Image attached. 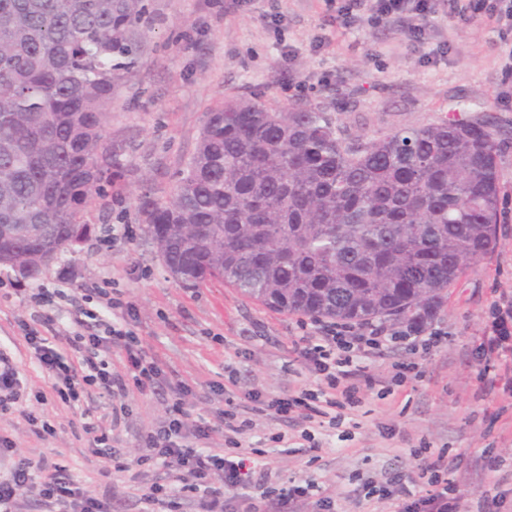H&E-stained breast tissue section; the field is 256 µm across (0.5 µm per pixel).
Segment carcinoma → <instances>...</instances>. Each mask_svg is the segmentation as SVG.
Returning <instances> with one entry per match:
<instances>
[{
  "mask_svg": "<svg viewBox=\"0 0 512 512\" xmlns=\"http://www.w3.org/2000/svg\"><path fill=\"white\" fill-rule=\"evenodd\" d=\"M142 0H0V224L50 238L112 193L104 118L134 67ZM497 130L461 115L350 136L317 107L257 98L206 113L196 148L139 211L185 287L217 279L266 307L338 323L421 322L498 245ZM25 236L0 241L23 263Z\"/></svg>",
  "mask_w": 512,
  "mask_h": 512,
  "instance_id": "obj_1",
  "label": "carcinoma"
}]
</instances>
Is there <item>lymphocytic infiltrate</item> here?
I'll return each instance as SVG.
<instances>
[{
	"label": "lymphocytic infiltrate",
	"mask_w": 512,
	"mask_h": 512,
	"mask_svg": "<svg viewBox=\"0 0 512 512\" xmlns=\"http://www.w3.org/2000/svg\"><path fill=\"white\" fill-rule=\"evenodd\" d=\"M433 12L431 0H341L337 17L346 28L354 24L393 27L419 41ZM477 13L512 29V0H448V17L465 21ZM94 294L100 301L99 311L74 317L70 327L62 331L73 360H65L34 324L18 323L53 390L60 397L74 399L84 387L95 385L116 398L124 396L130 378L142 386H154L159 370L140 346L134 303L104 288L95 289ZM442 336V329L426 331L417 324L398 329L373 324L318 325L316 335L301 337L293 351L309 372L323 378L324 387L288 396L254 395V411L278 421L294 416L310 422L321 417L339 424L342 409L359 403L362 385L375 383L373 377L354 367L355 357L397 349L426 353L438 346ZM483 336L484 353L512 356V299L493 304ZM114 348L125 354L119 370L110 369L106 359ZM250 426V420L225 412V448L205 447L210 427L203 422L188 423L182 402L176 398L169 404L165 420L140 434V453L135 460H126L118 450L108 447L107 434H100L96 441L113 472L159 465L176 476V484L154 482L141 489L142 500L159 506L162 512H180L182 496L187 492L208 497L206 512H235L231 491L252 485L262 487L266 499L275 496L286 501L307 495V487L300 485L277 491L270 485L268 472L247 461L240 438ZM414 457L413 475L394 474L387 485L379 487V499L395 502L396 512H461L456 486L447 479L445 453L423 448L415 451ZM28 498L56 506L58 512H106L105 503L92 490L77 484L65 468L55 467L49 477L41 479L31 460L21 459L11 464L6 478H0V512H17L20 502Z\"/></svg>",
	"instance_id": "1"
}]
</instances>
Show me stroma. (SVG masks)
<instances>
[{"instance_id":"35a3bbf8","label":"stroma","mask_w":512,"mask_h":512,"mask_svg":"<svg viewBox=\"0 0 512 512\" xmlns=\"http://www.w3.org/2000/svg\"><path fill=\"white\" fill-rule=\"evenodd\" d=\"M144 2L137 63L115 82L105 124L112 162L125 169V178L113 187L111 201L88 208L90 235L79 252L61 253L34 278L0 266V349L17 361L26 394L0 411V436L11 440L14 457L64 466L108 512H143L121 481L105 476L106 462L94 451V431L111 424V398L92 388L78 400H62L17 326L33 311L34 289L61 290L62 298L45 309L51 323L39 330L69 353L56 328L68 323L85 289L111 282L134 302L141 345L161 369L155 390L132 384L123 399L128 415L113 429V444L128 457L138 453V432L165 418L182 381L190 387L184 410L190 420L210 425L211 447H223L222 413L235 407L253 419L242 444L262 449L257 462L268 468L273 487L310 484L294 512H318L322 498L334 502L335 512H360L348 492L369 476L410 472L411 453L423 444L461 458L449 477L463 496V512H472L480 485L494 482L505 494L501 512H512V407L503 396L481 395L476 380L489 307L501 292H512V78L502 73L512 32L481 15L451 22L440 13L428 42L419 44L392 27L342 30L325 0H242L235 7L229 0ZM256 96L274 107L320 108L352 135L483 113L499 131L497 250L450 288L434 314L433 324L448 332L438 349L362 358L380 383L408 356L417 373L388 391L380 383L362 388L361 404L345 410L336 426L253 415L251 390L291 395L316 387L292 351L300 334L297 316L218 282L194 288L176 282L139 216L142 184L165 197L195 149L207 110ZM117 224L127 225L128 234L115 242ZM33 416L44 429L33 430ZM489 453L500 456L498 471L485 469L482 457Z\"/></svg>"}]
</instances>
